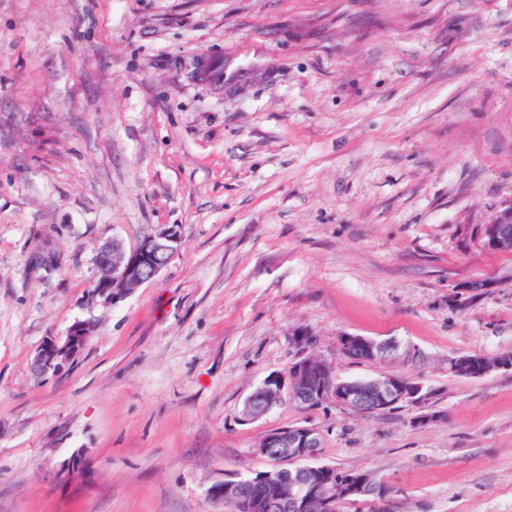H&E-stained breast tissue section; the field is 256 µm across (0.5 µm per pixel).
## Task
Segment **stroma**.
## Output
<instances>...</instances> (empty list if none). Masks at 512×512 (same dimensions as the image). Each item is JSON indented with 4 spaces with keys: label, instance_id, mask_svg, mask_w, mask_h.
<instances>
[{
    "label": "stroma",
    "instance_id": "35a3bbf8",
    "mask_svg": "<svg viewBox=\"0 0 512 512\" xmlns=\"http://www.w3.org/2000/svg\"><path fill=\"white\" fill-rule=\"evenodd\" d=\"M512 0H0V512H216L274 430L369 471L393 512H512ZM175 232L95 304L97 254ZM98 328L57 374L31 362ZM402 372L420 410L245 398L295 358ZM409 361L356 362L342 335ZM511 224V232L510 225ZM491 244L498 249L512 250V205L504 207L492 224L486 226ZM178 238L168 229H161L144 239L139 246L127 250L122 243L102 248L110 278L106 288H97L92 299L104 306H114L126 299L131 293V285L136 287L154 280L168 265ZM95 327L96 323L93 318L78 320L69 328L63 338L48 337L33 359L34 372L39 376H44L50 371L52 373L61 371L82 349ZM354 347L366 348L370 358L365 360L369 361L396 359L402 355L412 358L415 356V353L411 356V351L408 349L401 354L399 343L392 339L376 340L359 335H344L340 338L339 349L345 357L349 358L351 348ZM474 363L476 364L475 367H470ZM449 365L462 376L480 377L494 371L512 370V361H510V357L506 355H499L492 358L481 357L479 359L467 356H456L449 360Z\"/></svg>",
    "mask_w": 512,
    "mask_h": 512
}]
</instances>
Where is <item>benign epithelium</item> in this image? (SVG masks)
Returning a JSON list of instances; mask_svg holds the SVG:
<instances>
[{"instance_id":"benign-epithelium-1","label":"benign epithelium","mask_w":512,"mask_h":512,"mask_svg":"<svg viewBox=\"0 0 512 512\" xmlns=\"http://www.w3.org/2000/svg\"><path fill=\"white\" fill-rule=\"evenodd\" d=\"M491 244L512 250V205L504 207L493 223L486 226ZM178 238L162 229L144 239L134 249H126L114 241L102 248L109 270L106 287L92 293V299L104 306H114L131 293V285L141 286L154 280L168 265ZM96 327L92 318L77 320L63 337L51 336L35 355L32 368L39 376L57 373L85 345ZM354 347L367 349L370 360L396 359L411 356L400 351L398 342L376 340L359 335H344L339 340L341 353L348 357ZM453 370L463 376H484L494 371L512 370V358L499 355L474 359L456 356L449 360ZM429 393L419 381L403 373L386 374L366 380L344 381L336 375L334 364L317 355H300L289 363L286 372L268 376L244 401L240 420L251 422L262 418L290 399L301 407L327 401L358 413H373L398 404L422 407ZM321 448L319 432L309 427H288L264 436L256 453L270 459L273 467L249 476L227 478L214 485L211 497L223 508L234 512H251L249 491L254 487L274 488L267 495L264 507L270 512H308L314 502L324 512H332L342 503L374 505L390 498L391 488L367 471L352 470L345 477L323 478L322 472L335 467L318 464Z\"/></svg>"}]
</instances>
